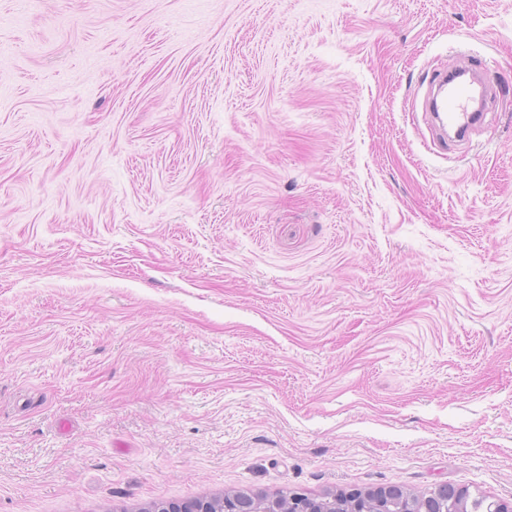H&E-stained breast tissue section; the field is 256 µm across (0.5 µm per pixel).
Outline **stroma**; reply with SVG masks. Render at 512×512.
Instances as JSON below:
<instances>
[{"instance_id": "stroma-1", "label": "stroma", "mask_w": 512, "mask_h": 512, "mask_svg": "<svg viewBox=\"0 0 512 512\" xmlns=\"http://www.w3.org/2000/svg\"><path fill=\"white\" fill-rule=\"evenodd\" d=\"M446 483L512 507V0H0V512ZM465 71V76L469 75L470 81H448L451 71L439 74L436 85L438 94L429 101V109L439 117L442 122L454 129L456 133L463 137L468 130L475 124L481 123L486 118L485 112H469V101L471 100L472 86L474 83L485 87L475 79L477 69L468 67H458Z\"/></svg>"}]
</instances>
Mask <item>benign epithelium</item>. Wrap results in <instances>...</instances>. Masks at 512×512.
I'll return each mask as SVG.
<instances>
[{
	"instance_id": "benign-epithelium-1",
	"label": "benign epithelium",
	"mask_w": 512,
	"mask_h": 512,
	"mask_svg": "<svg viewBox=\"0 0 512 512\" xmlns=\"http://www.w3.org/2000/svg\"><path fill=\"white\" fill-rule=\"evenodd\" d=\"M397 495V490L390 487H377L360 493L353 491L345 494V497H353L344 512H358L356 498L371 497L378 501L392 500ZM330 499H293L282 500L277 494L262 495L256 498H244L235 494H226L214 499H197L182 503L159 505L151 512H336V508L328 506Z\"/></svg>"
}]
</instances>
